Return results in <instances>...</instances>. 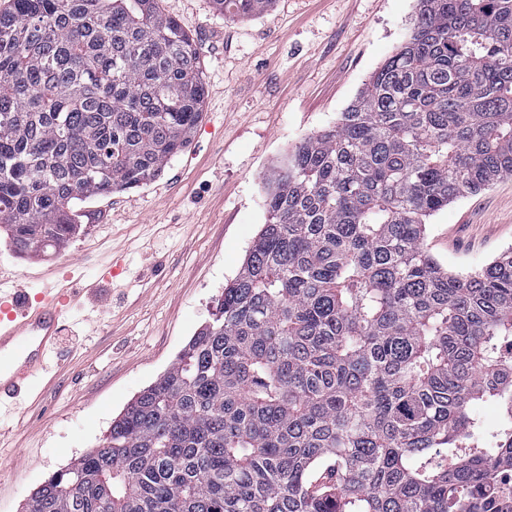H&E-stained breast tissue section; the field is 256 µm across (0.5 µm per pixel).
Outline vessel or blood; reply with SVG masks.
Instances as JSON below:
<instances>
[{"label":"vessel or blood","mask_w":512,"mask_h":512,"mask_svg":"<svg viewBox=\"0 0 512 512\" xmlns=\"http://www.w3.org/2000/svg\"><path fill=\"white\" fill-rule=\"evenodd\" d=\"M70 297L52 287L32 295L0 283V408L35 392L64 329Z\"/></svg>","instance_id":"1"}]
</instances>
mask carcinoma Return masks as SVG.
<instances>
[{
    "mask_svg": "<svg viewBox=\"0 0 512 512\" xmlns=\"http://www.w3.org/2000/svg\"><path fill=\"white\" fill-rule=\"evenodd\" d=\"M158 2L0 10V227L17 253L57 251L74 201L141 187L187 146L199 52ZM212 2L250 17L274 0ZM504 176L512 0H418L336 123L266 174L267 222L211 320L25 512H492L512 466V251L458 274L423 240Z\"/></svg>",
    "mask_w": 512,
    "mask_h": 512,
    "instance_id": "obj_1",
    "label": "carcinoma"
}]
</instances>
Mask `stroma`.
<instances>
[{
    "instance_id": "obj_1",
    "label": "stroma",
    "mask_w": 512,
    "mask_h": 512,
    "mask_svg": "<svg viewBox=\"0 0 512 512\" xmlns=\"http://www.w3.org/2000/svg\"><path fill=\"white\" fill-rule=\"evenodd\" d=\"M194 38L205 85L186 148L139 188L76 201L81 232L56 253L16 255L0 275L29 293L74 297L53 380L0 413V512H22L49 475L95 448L113 418L169 367L242 269L267 222L266 172L335 123L413 26L417 0H274L245 18L212 0H161ZM424 248L473 273L512 248V177L430 218ZM112 263L111 284L98 270Z\"/></svg>"
}]
</instances>
